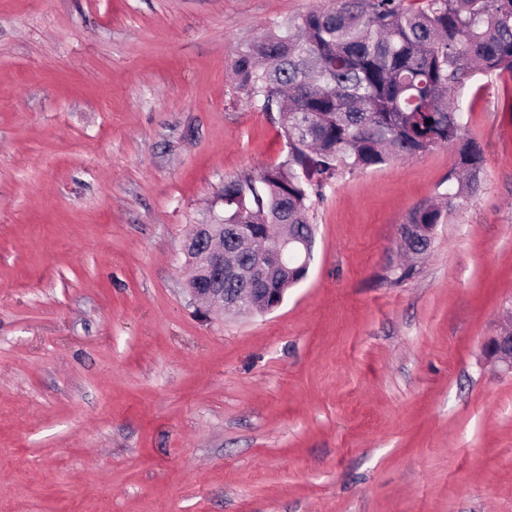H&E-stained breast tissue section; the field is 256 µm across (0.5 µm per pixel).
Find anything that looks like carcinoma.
Instances as JSON below:
<instances>
[{
    "label": "carcinoma",
    "mask_w": 512,
    "mask_h": 512,
    "mask_svg": "<svg viewBox=\"0 0 512 512\" xmlns=\"http://www.w3.org/2000/svg\"><path fill=\"white\" fill-rule=\"evenodd\" d=\"M477 72L512 74V0H336L268 33L233 74L251 100L277 109L288 155L224 184V223L296 224L310 257L308 213L326 185L448 146L459 161L444 203L407 218L420 231L444 223L485 164L449 101Z\"/></svg>",
    "instance_id": "cac0c4a2"
}]
</instances>
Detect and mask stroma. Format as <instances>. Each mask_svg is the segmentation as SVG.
I'll list each match as a JSON object with an SVG mask.
<instances>
[{"label":"stroma","mask_w":512,"mask_h":512,"mask_svg":"<svg viewBox=\"0 0 512 512\" xmlns=\"http://www.w3.org/2000/svg\"><path fill=\"white\" fill-rule=\"evenodd\" d=\"M332 0H0V512H512V74L455 97L485 169L391 282L439 147L330 183L307 278L207 310L182 245L282 162L238 54ZM483 353L502 371L512 374V330L488 336L483 344Z\"/></svg>","instance_id":"stroma-1"}]
</instances>
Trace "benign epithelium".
Returning <instances> with one entry per match:
<instances>
[{"instance_id": "7a95c632", "label": "benign epithelium", "mask_w": 512, "mask_h": 512, "mask_svg": "<svg viewBox=\"0 0 512 512\" xmlns=\"http://www.w3.org/2000/svg\"><path fill=\"white\" fill-rule=\"evenodd\" d=\"M300 239L288 233L264 240L261 252L243 265L229 264L224 259V238L211 230L209 224H196L184 245L188 257V291L190 295L209 306L238 313L266 314L283 302V288H250L238 294H226L220 283L224 274L239 275L247 281H266L269 271L289 272L293 269L309 271L308 262L297 264L293 245ZM484 356L504 372L512 374V330H504L487 337L483 344Z\"/></svg>"}]
</instances>
